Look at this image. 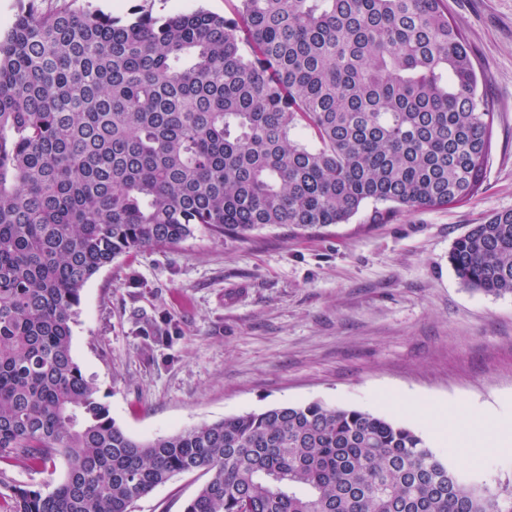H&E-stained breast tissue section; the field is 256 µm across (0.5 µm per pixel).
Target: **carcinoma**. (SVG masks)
<instances>
[{"label":"carcinoma","instance_id":"1","mask_svg":"<svg viewBox=\"0 0 512 512\" xmlns=\"http://www.w3.org/2000/svg\"><path fill=\"white\" fill-rule=\"evenodd\" d=\"M132 18L21 4L0 34V461L66 460L11 512H132L181 474L184 512H512L414 430L321 402L138 440L72 351L88 281L119 257L216 237L310 233L470 201L495 105L445 0H227ZM512 295V209L448 253Z\"/></svg>","mask_w":512,"mask_h":512}]
</instances>
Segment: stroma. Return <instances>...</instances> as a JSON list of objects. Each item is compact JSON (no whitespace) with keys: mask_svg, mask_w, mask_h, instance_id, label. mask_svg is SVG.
I'll use <instances>...</instances> for the list:
<instances>
[{"mask_svg":"<svg viewBox=\"0 0 512 512\" xmlns=\"http://www.w3.org/2000/svg\"><path fill=\"white\" fill-rule=\"evenodd\" d=\"M497 107L481 193L469 203L314 235L287 227L218 239L205 227L171 248L115 260L85 286L73 355L115 423L151 439L245 412L319 401L418 432L469 479L512 481V448L437 439L419 407L512 417V296L474 292L448 262L455 238L512 209V0H447ZM402 402L387 409L385 396ZM65 474L0 463V512L13 487ZM201 480L178 475L135 512H183Z\"/></svg>","mask_w":512,"mask_h":512,"instance_id":"1","label":"stroma"}]
</instances>
